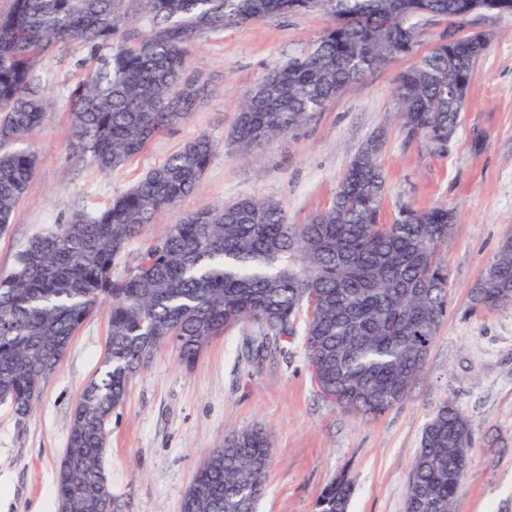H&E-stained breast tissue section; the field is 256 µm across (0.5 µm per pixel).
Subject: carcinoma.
Returning a JSON list of instances; mask_svg holds the SVG:
<instances>
[{
  "label": "carcinoma",
  "instance_id": "obj_1",
  "mask_svg": "<svg viewBox=\"0 0 512 512\" xmlns=\"http://www.w3.org/2000/svg\"><path fill=\"white\" fill-rule=\"evenodd\" d=\"M0 6V229L12 223L39 164L28 141L49 106L40 58L70 38L93 64L70 91L72 136L109 174L166 127L185 118L181 96L192 46L224 26L306 8L305 0H140L152 27L140 45L117 38L121 0H4ZM470 0H321L336 17L313 48L270 70L263 95L247 94L229 142L241 153L310 122L320 97L339 95L366 72L411 52L419 19L460 13ZM486 46L465 36L435 47L399 78L401 128L445 152ZM381 141L351 160L330 206L291 224L279 203L242 197L204 205L170 225L140 262L113 276L117 259L204 175L212 142L199 137L171 154L103 209H74L32 238L0 274V394L24 422L81 324L109 304L101 366L71 417L56 475L64 512H122L103 468L107 434L99 419L123 405L134 377L161 346L186 365L224 329L253 323L290 336L303 321L309 365L340 409L381 415L406 399L425 370L448 315L443 252L455 213L445 205L401 203L383 217ZM475 306L512 303V235L471 289ZM260 427L232 430L199 465L181 512H254L270 465ZM471 423L451 401L426 423L406 490L405 512H455L470 463ZM354 485L332 480L318 512H348Z\"/></svg>",
  "mask_w": 512,
  "mask_h": 512
}]
</instances>
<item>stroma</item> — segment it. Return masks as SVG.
<instances>
[{"instance_id": "1", "label": "stroma", "mask_w": 512, "mask_h": 512, "mask_svg": "<svg viewBox=\"0 0 512 512\" xmlns=\"http://www.w3.org/2000/svg\"><path fill=\"white\" fill-rule=\"evenodd\" d=\"M334 23L316 8L224 27L193 44L187 77L208 94L184 119L157 134L121 169L103 175L74 146L68 90L85 72L89 50L77 39L46 53L39 72L52 105L31 139L39 166L12 224L0 230V274L29 239L63 223L75 206L105 207L186 142L214 146L196 189L150 225L120 259L135 266L170 224L203 205L241 197L277 201L302 224L331 202L358 149L383 139L385 217L401 202L447 204L457 223L445 251L452 312L440 328L424 374L406 400L382 416L341 411L318 390L302 330L279 339L253 324L215 337L193 367L160 347L132 381L108 427L105 468L124 512H181L198 466L225 432L258 425L271 437V462L255 512H315L326 485L347 473L351 512H404L412 458L438 406L454 401L469 419L474 446L457 512H512V305L472 306V285L512 230V15L484 13L460 27L422 19L414 55L368 72L312 121L241 154L227 144L244 95L274 66L308 51ZM486 31L491 41L474 66L464 110L448 151L407 139L395 87L415 56L447 34ZM109 320L98 310L72 337L25 423L0 402V512H55V476L72 411L104 357Z\"/></svg>"}]
</instances>
